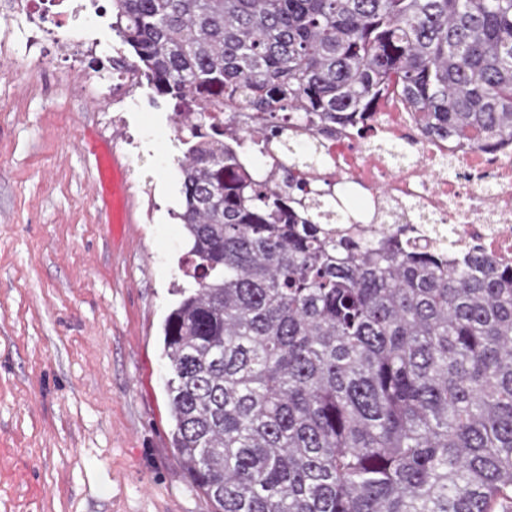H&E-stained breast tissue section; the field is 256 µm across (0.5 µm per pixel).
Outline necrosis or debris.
I'll use <instances>...</instances> for the list:
<instances>
[{
  "label": "necrosis or debris",
  "instance_id": "4bbe7bcc",
  "mask_svg": "<svg viewBox=\"0 0 512 512\" xmlns=\"http://www.w3.org/2000/svg\"><path fill=\"white\" fill-rule=\"evenodd\" d=\"M413 125L412 112L402 104L374 112L368 123L372 141L415 145L417 160L398 168L384 155L366 156L352 130L318 134L307 120L293 122L292 128L316 147L323 170L337 184L375 202L385 196L426 211L433 222L418 226L419 245L433 246L437 235L450 232L457 248L475 247L512 266V142L479 151L456 140L410 138Z\"/></svg>",
  "mask_w": 512,
  "mask_h": 512
}]
</instances>
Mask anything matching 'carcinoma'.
Returning <instances> with one entry per match:
<instances>
[{
	"mask_svg": "<svg viewBox=\"0 0 512 512\" xmlns=\"http://www.w3.org/2000/svg\"><path fill=\"white\" fill-rule=\"evenodd\" d=\"M109 2L136 58L111 68L182 119L163 352L192 488L214 512H512V270L348 226L288 137L291 113L327 134L395 93L429 138L512 141V0Z\"/></svg>",
	"mask_w": 512,
	"mask_h": 512,
	"instance_id": "carcinoma-1",
	"label": "carcinoma"
}]
</instances>
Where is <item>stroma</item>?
<instances>
[{
	"mask_svg": "<svg viewBox=\"0 0 512 512\" xmlns=\"http://www.w3.org/2000/svg\"><path fill=\"white\" fill-rule=\"evenodd\" d=\"M0 0V512H213L171 443L161 325L182 284L171 105ZM100 71H93L91 61ZM116 153L106 196L96 152Z\"/></svg>",
	"mask_w": 512,
	"mask_h": 512,
	"instance_id": "stroma-1",
	"label": "stroma"
}]
</instances>
